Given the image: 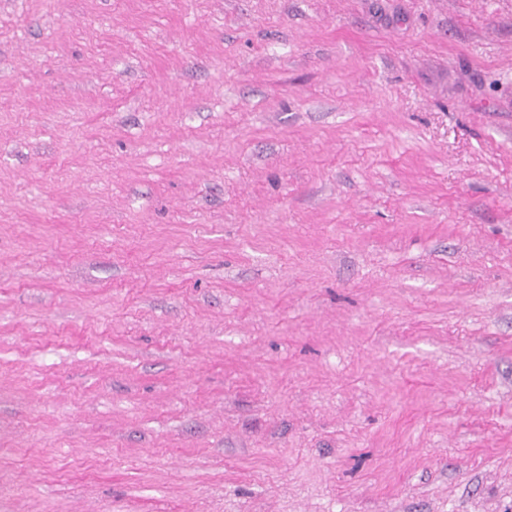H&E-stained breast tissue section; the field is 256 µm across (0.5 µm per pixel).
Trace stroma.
I'll return each instance as SVG.
<instances>
[{"label": "stroma", "mask_w": 512, "mask_h": 512, "mask_svg": "<svg viewBox=\"0 0 512 512\" xmlns=\"http://www.w3.org/2000/svg\"><path fill=\"white\" fill-rule=\"evenodd\" d=\"M0 512H512V0H0Z\"/></svg>", "instance_id": "35a3bbf8"}]
</instances>
